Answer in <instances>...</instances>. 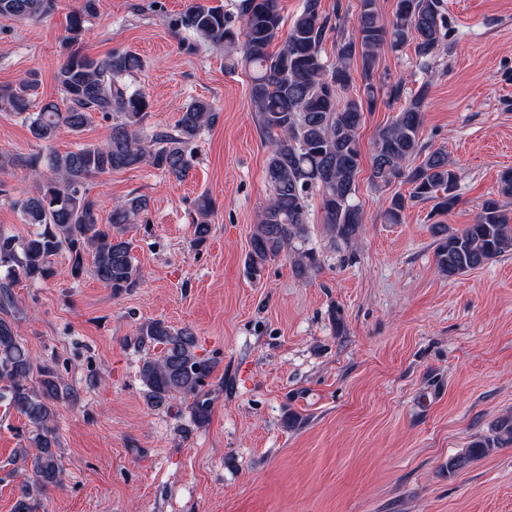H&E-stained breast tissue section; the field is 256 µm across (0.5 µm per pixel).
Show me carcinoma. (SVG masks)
I'll return each mask as SVG.
<instances>
[{
    "instance_id": "1",
    "label": "carcinoma",
    "mask_w": 512,
    "mask_h": 512,
    "mask_svg": "<svg viewBox=\"0 0 512 512\" xmlns=\"http://www.w3.org/2000/svg\"><path fill=\"white\" fill-rule=\"evenodd\" d=\"M55 2L0 0V17L40 20L54 11ZM359 6L356 33L337 42L332 63L324 60L322 48L335 26L324 14L321 0H303L285 33L279 0H242L239 25L233 24L223 8L201 0H191L177 19L198 40L224 47L229 69L240 67L248 72L251 105L269 140L265 174L271 195L253 226L246 259L253 276L282 254L300 280L318 269L316 254L305 248L308 198L314 191L320 196L331 240L349 244L356 238L364 223L356 195L362 164L359 130L380 94L391 100L402 98L404 103L373 137L370 179L384 187L397 179L410 185L409 195L391 197L386 223H402L406 208L417 202L432 203L431 212L436 215L451 211L460 202L456 164L443 149L427 150L421 143L427 87L405 98L402 81L376 82L378 53L385 45L395 51L411 45L421 66H430L447 37L442 0H395L387 20L379 14L376 0H359ZM96 10L97 0H82L80 9L67 18V41H79L85 17ZM355 64L361 69L362 91L352 94ZM141 69L140 58L132 53L91 58L72 51L56 73L61 101H48L36 112L30 111L34 81L0 86V112L23 117L31 135L47 145L63 129L81 133L99 115L118 118L103 144L78 143L65 152L50 148L27 162L30 172L44 165L50 176L35 193L13 201L22 220L39 226L40 231L27 238L0 233L1 307L13 305L15 284L54 278L53 257L63 252L69 257L68 276L75 281L89 274L114 296L140 284L141 271L126 234L146 210V199L134 195L117 202L103 223L99 200L86 183L99 174L145 164L177 180L185 179L192 164V144L219 116L212 103L195 99L183 107L173 131L145 134L143 123L150 102L144 92L131 89L128 83ZM504 199H512V169L501 172L497 196L482 202L473 223L461 228L430 225L440 273L453 278L512 252V216L503 209ZM213 212L212 198L200 196L194 208V246L209 239ZM134 343L143 348L161 347L159 355L145 357L140 368L147 404L165 407L191 394L194 423H207L211 402L200 387L214 364L197 355L193 331L175 328L163 319L149 320L136 328ZM0 396L30 427L34 451L22 453L21 462L31 475L20 489L17 512H35L41 497L62 484L54 406L73 393L53 365L34 364L6 317H0ZM508 444L512 445V415L501 417L492 435L475 438L464 453L448 458V475Z\"/></svg>"
}]
</instances>
